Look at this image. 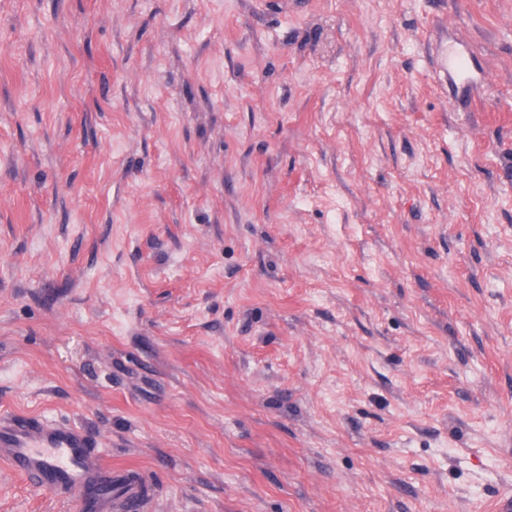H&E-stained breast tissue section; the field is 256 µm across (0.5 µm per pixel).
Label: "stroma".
Returning a JSON list of instances; mask_svg holds the SVG:
<instances>
[{
  "label": "stroma",
  "mask_w": 512,
  "mask_h": 512,
  "mask_svg": "<svg viewBox=\"0 0 512 512\" xmlns=\"http://www.w3.org/2000/svg\"><path fill=\"white\" fill-rule=\"evenodd\" d=\"M0 413L149 512H494L512 0H0ZM439 64V79L455 90H465L477 79L475 70L469 66L463 49L448 50V46L441 51ZM441 76L443 79H441Z\"/></svg>",
  "instance_id": "stroma-1"
}]
</instances>
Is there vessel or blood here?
Masks as SVG:
<instances>
[{
    "label": "vessel or blood",
    "mask_w": 512,
    "mask_h": 512,
    "mask_svg": "<svg viewBox=\"0 0 512 512\" xmlns=\"http://www.w3.org/2000/svg\"><path fill=\"white\" fill-rule=\"evenodd\" d=\"M439 74L457 90L477 79L461 49L442 50ZM0 461L39 488L78 498L85 512H144L148 504L137 471L93 458L88 436L66 423L0 418Z\"/></svg>",
    "instance_id": "b4317fda"
}]
</instances>
